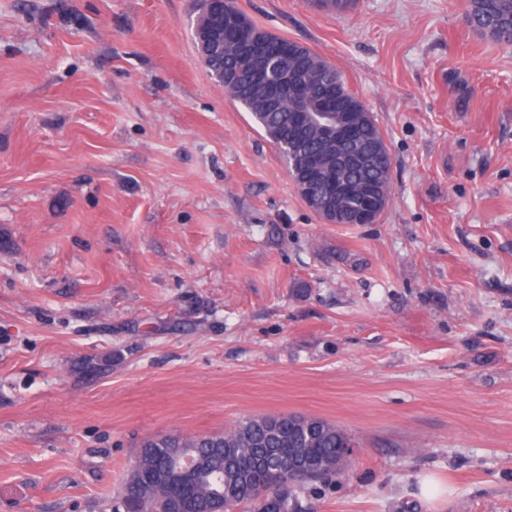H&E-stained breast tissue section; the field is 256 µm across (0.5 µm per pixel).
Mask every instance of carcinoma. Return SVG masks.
Segmentation results:
<instances>
[{"instance_id": "obj_1", "label": "carcinoma", "mask_w": 512, "mask_h": 512, "mask_svg": "<svg viewBox=\"0 0 512 512\" xmlns=\"http://www.w3.org/2000/svg\"><path fill=\"white\" fill-rule=\"evenodd\" d=\"M196 29L208 26L212 17L241 14L235 0H194ZM468 22L504 45H512V0H469ZM288 51L305 60V79L310 95L320 97L330 85L344 92L348 112H365L366 106L346 87L339 71L307 47L289 42ZM240 52L230 40L224 53L204 61L211 73L219 76L224 90L251 113L257 124L278 147L289 170L303 164L308 154L323 156L349 153V149L327 143L317 119L304 128L298 148L287 139L290 103L270 112L259 93L247 85L229 84L226 79L241 68ZM362 145L373 151L385 145L372 115H367ZM342 179L353 195L340 206L355 211L362 208L364 190L374 186L375 194L389 200V176H381L365 166L344 168ZM356 447L355 439L343 428L316 416L280 414L249 416L227 431L207 435L154 437L143 440L134 466L126 475L116 497L115 512H224L226 506L245 512H302L298 490L309 482H324L343 471L350 462L346 452ZM198 461L192 470L181 468V457ZM304 456L318 470L307 482L288 485V475L280 466ZM259 486L278 487L273 495L259 500L253 490Z\"/></svg>"}]
</instances>
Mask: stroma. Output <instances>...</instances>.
Returning <instances> with one entry per match:
<instances>
[{"mask_svg":"<svg viewBox=\"0 0 512 512\" xmlns=\"http://www.w3.org/2000/svg\"><path fill=\"white\" fill-rule=\"evenodd\" d=\"M236 3L366 105L389 205L320 221L192 0H0V512L276 414L358 442L306 512H512V46L468 0Z\"/></svg>","mask_w":512,"mask_h":512,"instance_id":"stroma-1","label":"stroma"}]
</instances>
